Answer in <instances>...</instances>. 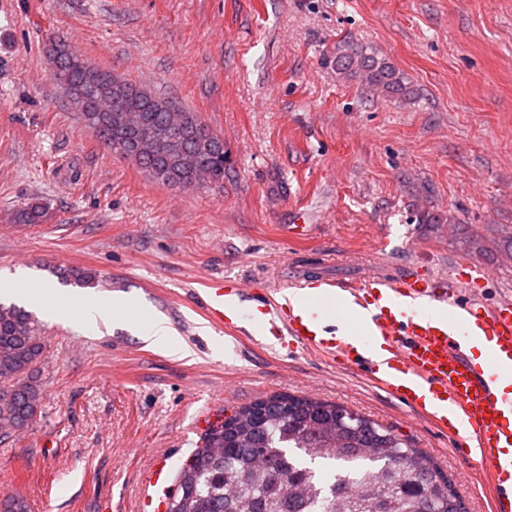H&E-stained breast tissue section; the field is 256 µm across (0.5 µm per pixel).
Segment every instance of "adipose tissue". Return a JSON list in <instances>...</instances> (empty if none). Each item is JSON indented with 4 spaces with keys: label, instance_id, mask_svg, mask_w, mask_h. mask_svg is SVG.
Wrapping results in <instances>:
<instances>
[{
    "label": "adipose tissue",
    "instance_id": "ef3b65f1",
    "mask_svg": "<svg viewBox=\"0 0 512 512\" xmlns=\"http://www.w3.org/2000/svg\"><path fill=\"white\" fill-rule=\"evenodd\" d=\"M0 292L5 294H18L23 292L22 286L17 282H4L0 284ZM26 293V292H23ZM30 302L41 306L47 313L58 320H67L78 323L86 329L94 328L98 323H109L117 318L119 311L128 308L125 300H116L109 305H96L77 312L70 307L57 290L50 285H42L35 291L26 293Z\"/></svg>",
    "mask_w": 512,
    "mask_h": 512
}]
</instances>
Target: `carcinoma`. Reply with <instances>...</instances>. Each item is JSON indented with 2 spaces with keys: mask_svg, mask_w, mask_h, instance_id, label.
Returning a JSON list of instances; mask_svg holds the SVG:
<instances>
[{
  "mask_svg": "<svg viewBox=\"0 0 512 512\" xmlns=\"http://www.w3.org/2000/svg\"><path fill=\"white\" fill-rule=\"evenodd\" d=\"M67 64L68 82L57 86L69 97L94 73L98 90L88 91L78 114H102L89 131L118 156L141 130L117 124L114 110L137 111L142 130L162 119L159 107L170 99L140 92L141 84L125 79L112 92L110 68L95 65L62 39L50 43ZM336 70L356 78L387 98L406 101L412 90L404 77L376 51L345 42L336 48ZM224 141H201L193 130L180 144L143 168L162 185L190 183L197 168L224 182ZM61 277L86 285L95 276L63 268ZM44 346L38 321L17 306L0 305V437L8 438L35 420L40 389L32 371ZM342 406L310 397L275 394L238 408L230 423L211 427L202 445L177 471L172 496L182 500L180 512H464L462 500L443 470L423 451L393 430ZM217 439L224 458L207 452Z\"/></svg>",
  "mask_w": 512,
  "mask_h": 512,
  "instance_id": "cac0c4a2",
  "label": "carcinoma"
}]
</instances>
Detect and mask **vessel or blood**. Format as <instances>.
<instances>
[{
  "label": "vessel or blood",
  "mask_w": 512,
  "mask_h": 512,
  "mask_svg": "<svg viewBox=\"0 0 512 512\" xmlns=\"http://www.w3.org/2000/svg\"><path fill=\"white\" fill-rule=\"evenodd\" d=\"M488 279L469 266L444 278L376 271L358 285L314 276L260 298L220 277L202 300L216 324L250 323L290 352L348 367L381 340L370 379L457 441L463 460L486 478L492 512H512V496L501 490L512 472V300L487 304L480 285ZM476 336L486 346L475 357L466 349ZM168 477L166 460H158L138 512H166Z\"/></svg>",
  "instance_id": "vessel-or-blood-1"
}]
</instances>
